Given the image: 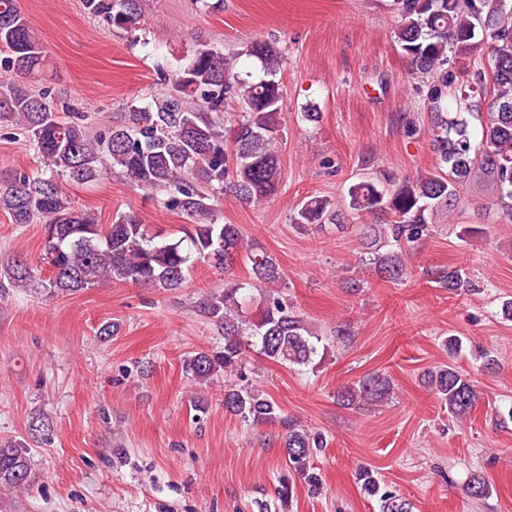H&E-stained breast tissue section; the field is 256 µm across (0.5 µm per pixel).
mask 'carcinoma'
Masks as SVG:
<instances>
[{
	"instance_id": "cac0c4a2",
	"label": "carcinoma",
	"mask_w": 512,
	"mask_h": 512,
	"mask_svg": "<svg viewBox=\"0 0 512 512\" xmlns=\"http://www.w3.org/2000/svg\"><path fill=\"white\" fill-rule=\"evenodd\" d=\"M396 4L394 38L425 84L436 163L414 182L391 173L362 178L348 187L345 206L359 217L384 216L379 228L364 225L361 249L371 255L379 277L401 282L407 275L406 249L429 236L436 220L454 215L471 183L489 184L493 205L512 222V6L507 0ZM83 5L92 18L126 33L142 26L141 0H83ZM480 45L484 52L473 56ZM243 54L260 62L263 78L253 81L238 70ZM284 58L275 42L255 41L227 55L205 46L185 59L172 89L153 104L132 110L122 125L93 131L85 113L69 112L60 120L49 91L35 93L12 81L14 75L41 73L46 52L19 0H0V123L23 125L50 171L48 177L1 181L0 209L14 224H44L42 260L51 272L44 291L69 295L103 281L175 290L195 263L228 271L244 262L249 281L229 282L197 302L223 343L187 357L183 369L201 385L224 372V413L256 425L284 426L285 472L274 493L285 507L297 478L314 491L322 489L313 460L324 438L281 417L273 398L244 382L246 352L254 345L274 362L307 365L318 354L321 337L278 296L268 295L252 312L243 310L244 292L279 281L281 269L260 244L245 240L238 225L221 224L214 216L215 197L226 183L247 203L261 204L278 193L283 89L276 76ZM458 59L469 60V67L456 69ZM232 104L242 112L228 139L218 115ZM473 118L481 126L477 143ZM115 165L132 184L163 194L167 208L193 219L183 236L161 238L130 215L102 225L75 209L55 181L57 175L98 181ZM341 216L336 201L310 195L294 207L290 221L320 228L339 223ZM35 278L30 264L13 261L6 280H0V299ZM434 283L454 294L475 287L464 270L452 266L435 272ZM425 382L455 419H466L479 400L475 381L451 363L428 372ZM389 390L388 378L375 372L338 390L336 400L376 405ZM356 481L365 496L377 500L380 512H412L411 503L381 484L372 469L359 468ZM31 483L29 448L0 444V490H26Z\"/></svg>"
}]
</instances>
